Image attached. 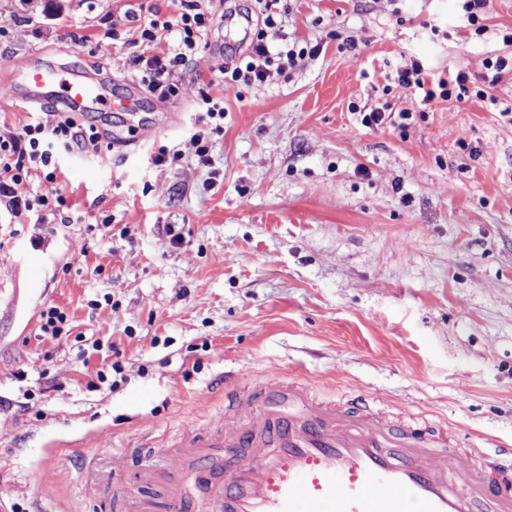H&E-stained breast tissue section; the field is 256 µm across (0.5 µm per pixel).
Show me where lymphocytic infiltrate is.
Here are the masks:
<instances>
[{"instance_id": "f902f5d3", "label": "lymphocytic infiltrate", "mask_w": 512, "mask_h": 512, "mask_svg": "<svg viewBox=\"0 0 512 512\" xmlns=\"http://www.w3.org/2000/svg\"><path fill=\"white\" fill-rule=\"evenodd\" d=\"M211 25L212 20L200 0H192L176 21L153 19L142 25L141 39L155 43L158 49L157 55L146 60L141 77L150 94L163 100L179 94L180 75L199 51ZM277 26V18L266 15L263 29L251 40L244 66L233 68L232 81L261 83L273 70L282 71L295 65L296 51L282 49L268 38L269 30ZM467 80L462 71L429 80L424 66L414 61L397 69L395 83L428 103L437 99H465L469 94ZM99 141L95 126L78 124L70 116L52 124L34 118L17 128L0 131V207L15 216L64 207L66 200L60 193L34 192L31 175L42 173L47 179H55L60 169V154L97 146Z\"/></svg>"}]
</instances>
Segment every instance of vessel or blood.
I'll list each match as a JSON object with an SVG mask.
<instances>
[{"instance_id":"1","label":"vessel or blood","mask_w":512,"mask_h":512,"mask_svg":"<svg viewBox=\"0 0 512 512\" xmlns=\"http://www.w3.org/2000/svg\"><path fill=\"white\" fill-rule=\"evenodd\" d=\"M0 94L82 113L115 104L101 73L59 63L14 68ZM217 451L220 482L205 467ZM149 453L170 467L139 478L161 488L168 512H512V462L503 455L461 450L441 426H394L366 402L318 401L296 378L252 381L231 415Z\"/></svg>"}]
</instances>
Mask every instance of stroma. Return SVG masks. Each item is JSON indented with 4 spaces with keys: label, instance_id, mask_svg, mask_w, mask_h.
<instances>
[{
    "label": "stroma",
    "instance_id": "1",
    "mask_svg": "<svg viewBox=\"0 0 512 512\" xmlns=\"http://www.w3.org/2000/svg\"><path fill=\"white\" fill-rule=\"evenodd\" d=\"M203 6L208 44L180 94L77 116L106 128L98 148L33 182L66 208L0 211V485L13 490L0 512H89L106 450L135 470L153 441L229 410L264 374L306 379L321 400L370 397L387 420L448 427L468 448L512 447V78L486 67L512 56V0H490L481 36L462 0H279V42L304 55L229 87L218 132L199 90L265 14L258 0ZM183 9L0 0V78L35 58L100 69L124 96L158 52L141 22ZM414 59L465 72L472 97L410 99L394 78ZM487 87L494 101L475 97ZM383 106L391 120L362 125ZM163 147L178 160L154 164ZM36 239L48 251L33 286L15 256ZM50 305L68 324L40 344Z\"/></svg>",
    "mask_w": 512,
    "mask_h": 512
}]
</instances>
